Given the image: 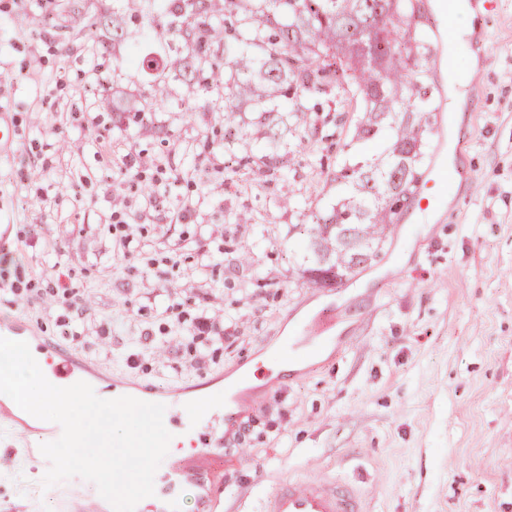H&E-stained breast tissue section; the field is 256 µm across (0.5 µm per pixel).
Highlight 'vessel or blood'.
I'll list each match as a JSON object with an SVG mask.
<instances>
[{"label": "vessel or blood", "mask_w": 512, "mask_h": 512, "mask_svg": "<svg viewBox=\"0 0 512 512\" xmlns=\"http://www.w3.org/2000/svg\"><path fill=\"white\" fill-rule=\"evenodd\" d=\"M416 7L440 13L441 21L434 30L430 45V63L438 65L449 44L458 39L453 20V0H438L434 5L429 0H418ZM453 183L454 175L447 162L443 158H435L417 185L414 204L429 206L432 198L427 193L428 187L437 186L444 190ZM31 333V326L23 316L0 319L1 335L23 341ZM335 335V317L319 313L309 318L291 336L282 340L279 363L265 360L250 363L241 377L243 388L266 390L279 383L282 372L301 373L312 349L328 343ZM45 364L49 376L58 386L66 387L83 378L85 365L75 356L50 350L46 353ZM151 399L164 404L168 415H191L190 430L194 447L191 455L170 454L161 463L160 477L154 486L157 502L152 512H178L175 494L182 484L188 482L198 488V512H218L219 493L224 488V430L236 421L243 403L242 397L236 392L216 394L210 392L206 385L197 383L189 393L182 389L171 393L152 391ZM0 426L17 433L26 456L39 455V448L29 445L33 427L24 421L23 411L15 402L0 404ZM57 489L64 496L79 492V500L71 504L73 512H104L103 499L95 495V486L91 482L75 477L59 483ZM265 512H361L360 496L344 484L318 476L307 483L290 482L283 485L268 500Z\"/></svg>", "instance_id": "vessel-or-blood-1"}]
</instances>
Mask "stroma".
Wrapping results in <instances>:
<instances>
[{
  "instance_id": "obj_1",
  "label": "stroma",
  "mask_w": 512,
  "mask_h": 512,
  "mask_svg": "<svg viewBox=\"0 0 512 512\" xmlns=\"http://www.w3.org/2000/svg\"><path fill=\"white\" fill-rule=\"evenodd\" d=\"M474 16L485 42L449 48L472 107L453 149L455 191L428 233L388 242L340 283L314 282L309 225L356 155L358 99L295 111L298 147L252 163L224 136L234 97L190 76L178 46L156 97L122 59L171 35L139 0H0V312L146 387L208 381L244 356L274 358L280 329L334 308L336 343L264 396L224 449L223 512H264L282 481L318 468L357 487L365 512H512V0ZM95 58V75L86 61ZM126 222L132 245L114 231ZM209 304L187 335L167 306ZM0 427V512H59L43 474Z\"/></svg>"
}]
</instances>
